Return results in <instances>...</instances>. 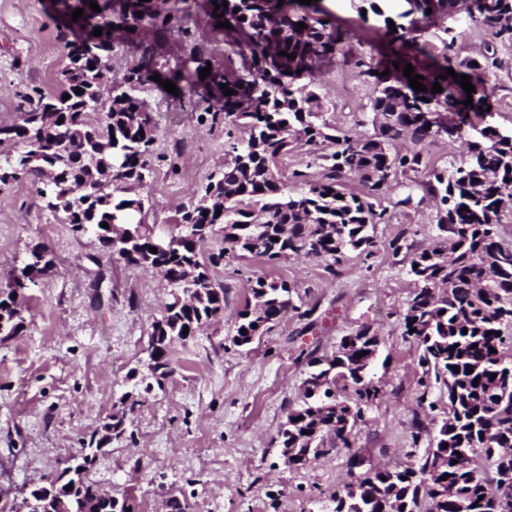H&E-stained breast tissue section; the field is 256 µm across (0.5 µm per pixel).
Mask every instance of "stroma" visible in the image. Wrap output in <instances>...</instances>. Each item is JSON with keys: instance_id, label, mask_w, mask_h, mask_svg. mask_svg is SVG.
<instances>
[{"instance_id": "obj_1", "label": "stroma", "mask_w": 512, "mask_h": 512, "mask_svg": "<svg viewBox=\"0 0 512 512\" xmlns=\"http://www.w3.org/2000/svg\"><path fill=\"white\" fill-rule=\"evenodd\" d=\"M362 4L321 0L327 20L348 33L351 53L321 61L315 88L324 121L368 137L375 133V80L357 63L377 57L390 37L382 19L364 17ZM194 49L213 69L243 71L241 57L200 19L190 36L168 34L159 62L175 67ZM454 54L461 60L496 56L490 122L512 133V44L475 28L460 32ZM66 63L50 0H0V125L18 118L19 87H53ZM139 96L158 127L155 172L144 191L147 221L164 229L223 168L226 136L223 128L199 124L187 100L153 85ZM296 171L322 175L318 148L303 146L284 159L280 172L291 194L301 189ZM425 180L424 173H407L379 196L390 221L374 227L375 254L348 253L335 273L316 258L266 263L228 255L212 266V280L225 292L224 316L174 345L173 372L159 388L148 385L147 348L151 324L169 299L162 275L108 261L97 241L74 233L63 213L44 208L36 182L0 191V288L31 247L43 245L55 258L52 271L28 290L23 332L0 336V512H17L27 488L63 469L82 438L129 394L139 402L134 436L113 441L90 476L114 495L133 492L138 512H169L173 497L186 499L189 512H327L346 484L406 463L408 454L423 456L440 414L419 397L443 405L447 395L419 386V353L400 320L412 287L411 258L437 238ZM408 193L412 205L397 206ZM396 237L403 247L394 253L388 244ZM260 276L293 286L296 308L240 347L236 315ZM302 309L311 310V318L299 317ZM364 325L380 338L370 373L378 398L354 426L349 445L325 438L326 455L288 467L275 438L302 399L307 354L332 356L343 336Z\"/></svg>"}]
</instances>
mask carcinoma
Returning <instances> with one entry per match:
<instances>
[{
  "mask_svg": "<svg viewBox=\"0 0 512 512\" xmlns=\"http://www.w3.org/2000/svg\"><path fill=\"white\" fill-rule=\"evenodd\" d=\"M92 1L101 11L90 8ZM164 2L55 0L56 20L62 32L71 34L65 40L68 62L57 89L27 86L16 93L22 120L0 126V144L21 143L24 149L0 154V187L24 178L43 184L40 195L46 207L63 212L73 231L92 234L108 260L164 273L169 301L151 324L148 344L149 369L160 384L172 372L173 344L193 339L201 326L224 316V288L213 284L200 257L216 231L224 236V253L268 263L292 255L322 257L333 273L347 252L370 256L376 248L374 226L387 221V210L376 208L372 199L392 187L397 173L428 166L424 143L439 136L421 114L454 115L444 134L450 140L466 139L468 158L449 170L426 173L423 188L438 204V241L410 261L414 287L401 320L403 335L420 351L421 399L431 382L440 384L447 391L448 414L435 447L421 460L375 469L345 486L332 498L333 512H457L460 502L467 504V512H512V495L500 502L487 496L492 486L512 476V362L501 353L504 329L512 327V246L503 245L497 232L512 205V135L487 121V86L496 61L455 60L450 51L456 34L448 25L438 27L442 49L436 55L413 36L438 15L456 20L457 0H408L410 9L400 14L408 24H395L389 52L376 63L389 74L377 77L372 111L378 132L373 137L336 134V128L320 120L310 84L300 82L301 75H313L321 60L345 50L346 35L318 17L319 0L309 5L298 0H201L197 7L212 28L225 21L232 25L222 32L236 39L246 73L229 76L213 70L203 80L199 72L208 62L192 54L160 77L174 82L182 95L207 104L204 112L211 124L243 127L248 133L239 140L226 131L230 160L198 201L181 208L173 230L161 236L156 225L146 223L142 195L153 172L157 128L137 92L157 74L154 46L175 25L183 35L190 34L189 18ZM224 2L228 8L219 9L223 17L214 16L215 4ZM475 2L469 21L488 25L495 38L512 43V0ZM78 8L83 15L74 21L72 12ZM300 22L305 29L296 27ZM97 27L102 28L99 37L93 35ZM115 30L141 50L138 65L118 80L112 77ZM282 51L291 57L280 55ZM408 63L425 77L427 90L410 86L404 75ZM449 68L469 76L476 91L467 93L459 79L447 75ZM437 82L440 93L432 92ZM105 83L112 85L118 101L94 124L88 115L101 106L99 89ZM223 84L235 94L225 95ZM78 88L82 93H76ZM469 97L473 104L467 106ZM44 133L55 138L48 152L39 146ZM400 141L410 146L391 152ZM300 143L329 152L321 155L326 165L320 178L293 173L305 189L289 194L279 166ZM351 175L359 178L363 192L344 191L343 180ZM160 244L162 250L150 251ZM54 266L50 252L35 246L10 283L0 288V336H16L24 328L27 296L15 295L17 277L31 282ZM251 295L252 302L237 313L236 339L242 345L268 332L287 311L298 310L284 281L259 277ZM379 344L378 333L362 327L341 339L334 356H306L302 401L288 410V426L280 427L276 438L288 465L304 467L322 455L327 436L350 447L349 427L378 394L367 377ZM363 351L366 355L356 357ZM341 387L352 388L353 397H341ZM136 405L133 400L107 415L101 428L121 437ZM106 445V436L93 433L74 458L71 468L82 475L74 487L63 482L60 492L69 497L71 512H79L84 502L96 503L99 512H136L132 497H114L88 478ZM477 456L493 462L494 477H485L473 465Z\"/></svg>",
  "mask_w": 512,
  "mask_h": 512,
  "instance_id": "1",
  "label": "carcinoma"
}]
</instances>
